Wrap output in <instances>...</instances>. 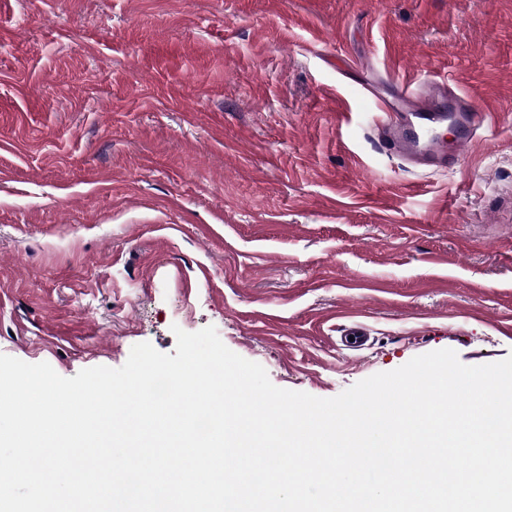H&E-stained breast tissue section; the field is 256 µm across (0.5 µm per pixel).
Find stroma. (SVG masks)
I'll list each match as a JSON object with an SVG mask.
<instances>
[{"label":"stroma","mask_w":512,"mask_h":512,"mask_svg":"<svg viewBox=\"0 0 512 512\" xmlns=\"http://www.w3.org/2000/svg\"><path fill=\"white\" fill-rule=\"evenodd\" d=\"M394 74L489 107L458 161L382 146ZM209 325L320 398L512 355V0H0V353L72 377Z\"/></svg>","instance_id":"obj_1"}]
</instances>
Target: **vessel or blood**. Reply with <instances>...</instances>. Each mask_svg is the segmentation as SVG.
<instances>
[{"label":"vessel or blood","instance_id":"vessel-or-blood-1","mask_svg":"<svg viewBox=\"0 0 512 512\" xmlns=\"http://www.w3.org/2000/svg\"><path fill=\"white\" fill-rule=\"evenodd\" d=\"M394 88L391 99H376L375 118L391 134L389 149L419 164L446 166L488 117L474 99L449 92L443 82L433 83L429 103L414 110L406 107L415 96L412 81L396 80Z\"/></svg>","mask_w":512,"mask_h":512}]
</instances>
